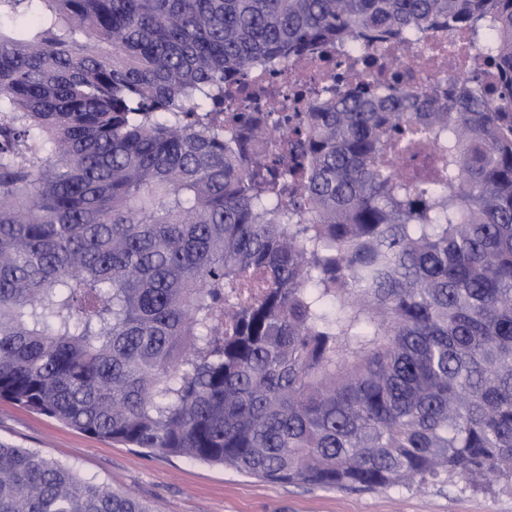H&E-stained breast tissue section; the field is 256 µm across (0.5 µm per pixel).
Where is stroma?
Listing matches in <instances>:
<instances>
[{"label": "stroma", "mask_w": 512, "mask_h": 512, "mask_svg": "<svg viewBox=\"0 0 512 512\" xmlns=\"http://www.w3.org/2000/svg\"><path fill=\"white\" fill-rule=\"evenodd\" d=\"M0 441L71 463L112 483L151 512H512V485L485 488L455 477L422 488L323 489L258 479L221 465L102 440L0 399Z\"/></svg>", "instance_id": "obj_1"}]
</instances>
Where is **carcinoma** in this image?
Segmentation results:
<instances>
[{
  "mask_svg": "<svg viewBox=\"0 0 512 512\" xmlns=\"http://www.w3.org/2000/svg\"><path fill=\"white\" fill-rule=\"evenodd\" d=\"M441 21L500 37L445 100L335 92L263 154L224 114ZM0 398L273 482L512 480V0H0ZM0 512L149 508L1 442Z\"/></svg>",
  "mask_w": 512,
  "mask_h": 512,
  "instance_id": "obj_1",
  "label": "carcinoma"
}]
</instances>
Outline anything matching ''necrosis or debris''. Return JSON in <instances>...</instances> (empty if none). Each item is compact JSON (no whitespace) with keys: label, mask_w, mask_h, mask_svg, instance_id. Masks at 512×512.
<instances>
[{"label":"necrosis or debris","mask_w":512,"mask_h":512,"mask_svg":"<svg viewBox=\"0 0 512 512\" xmlns=\"http://www.w3.org/2000/svg\"><path fill=\"white\" fill-rule=\"evenodd\" d=\"M409 45L418 51V61L394 67L392 61L404 51V44L394 40L346 45H326L315 53L290 61L283 72H263L237 82L231 98L224 102L228 112H247L266 124V143L255 144V151H264L284 140L288 128L270 122V111L292 114L301 111L310 90L327 92L344 85L348 79L364 75L377 87L408 83L422 87L427 94L443 97L449 88L468 83L470 70L465 58L484 59L497 50L496 35L474 36L448 26L412 37Z\"/></svg>","instance_id":"4bbe7bcc"}]
</instances>
